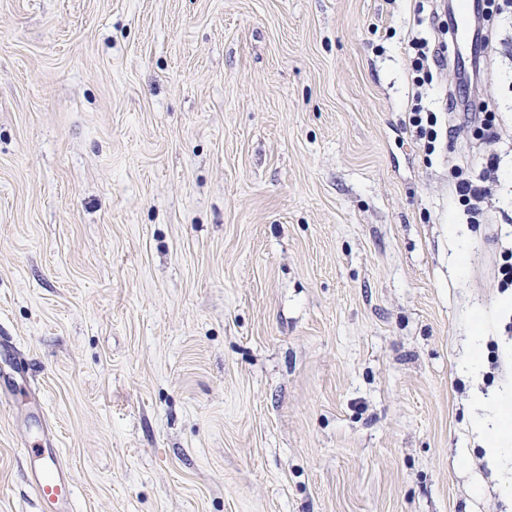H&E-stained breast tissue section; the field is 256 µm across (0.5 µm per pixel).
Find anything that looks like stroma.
Returning a JSON list of instances; mask_svg holds the SVG:
<instances>
[{"label":"stroma","mask_w":512,"mask_h":512,"mask_svg":"<svg viewBox=\"0 0 512 512\" xmlns=\"http://www.w3.org/2000/svg\"><path fill=\"white\" fill-rule=\"evenodd\" d=\"M413 0H0V512H512V12L436 153ZM408 46L412 54L410 82L412 101L407 105L404 124L413 129L416 137L423 142L426 152L435 150V142L439 136V118L437 112L425 110L421 106L428 90L447 69H458L456 57L448 54V46L444 41L431 43L420 32H411ZM500 162L494 153L488 155L486 169L481 179L471 180L463 179L455 186L457 196L467 203L470 219L478 220L483 218L489 207V201L492 200L490 183L497 180V171ZM488 183V185H487ZM491 402L497 403L498 406V414L496 421L492 424V426H488L486 420L481 419L480 417H476V423L479 428L485 433L488 455L490 457H496L503 452H506L508 448L511 447L512 444V435H511V427H512V409L507 402L499 399V398H485L483 396H479L474 403V406L477 408H483ZM510 422V430H508L507 426ZM510 434V441H509ZM25 450L28 480L42 510L71 512L72 479L53 432L46 427L39 441Z\"/></svg>","instance_id":"1"}]
</instances>
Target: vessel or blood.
I'll use <instances>...</instances> for the list:
<instances>
[{
    "label": "vessel or blood",
    "mask_w": 512,
    "mask_h": 512,
    "mask_svg": "<svg viewBox=\"0 0 512 512\" xmlns=\"http://www.w3.org/2000/svg\"><path fill=\"white\" fill-rule=\"evenodd\" d=\"M28 480L44 512H71L73 484L52 431L26 450Z\"/></svg>",
    "instance_id": "vessel-or-blood-1"
}]
</instances>
